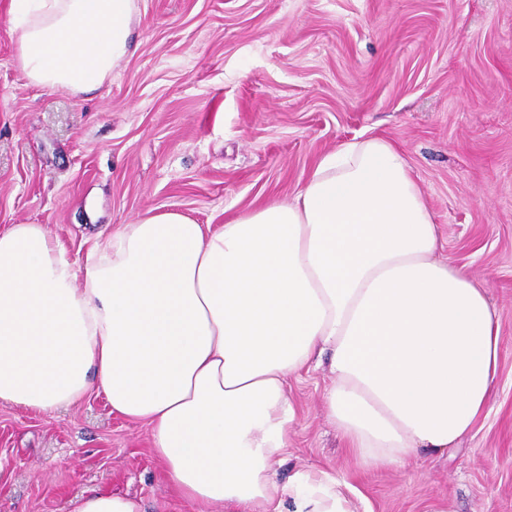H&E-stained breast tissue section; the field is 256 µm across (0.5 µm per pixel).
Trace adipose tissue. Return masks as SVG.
<instances>
[{"label":"adipose tissue","mask_w":512,"mask_h":512,"mask_svg":"<svg viewBox=\"0 0 512 512\" xmlns=\"http://www.w3.org/2000/svg\"><path fill=\"white\" fill-rule=\"evenodd\" d=\"M138 0H9L29 83L85 94L131 53ZM412 168L373 136L326 154L291 198L210 228L152 211L102 228L84 259L43 225L0 231V403L103 394L146 425L196 512H357L335 474L280 478L289 381L329 355L325 410L376 466L443 453L494 388L487 290L452 261ZM70 512H144L112 492Z\"/></svg>","instance_id":"1"}]
</instances>
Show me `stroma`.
I'll list each match as a JSON object with an SVG mask.
<instances>
[{"instance_id":"1","label":"stroma","mask_w":512,"mask_h":512,"mask_svg":"<svg viewBox=\"0 0 512 512\" xmlns=\"http://www.w3.org/2000/svg\"><path fill=\"white\" fill-rule=\"evenodd\" d=\"M128 60L97 91L27 83L0 0V229L40 224L74 257L97 226L172 210L219 225L290 195L375 135L405 155L445 241L499 321L492 399L448 453L375 468L324 410L328 367L292 379L288 467H324L363 512H512V0H138ZM174 496L148 429L91 394L0 404V512Z\"/></svg>"}]
</instances>
